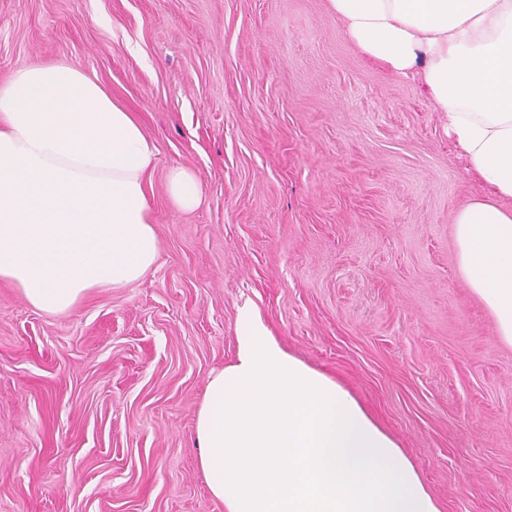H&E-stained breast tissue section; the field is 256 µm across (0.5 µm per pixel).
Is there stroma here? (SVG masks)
<instances>
[{
    "label": "stroma",
    "instance_id": "stroma-1",
    "mask_svg": "<svg viewBox=\"0 0 512 512\" xmlns=\"http://www.w3.org/2000/svg\"><path fill=\"white\" fill-rule=\"evenodd\" d=\"M48 63L155 142L160 266L60 314L0 282V512H225L196 417L245 308L360 401L440 512H512V347L454 235L484 185L421 81L365 59L328 0H0V82ZM168 196L171 202L183 211L196 209L201 202V188L199 181L188 168L173 167L166 177Z\"/></svg>",
    "mask_w": 512,
    "mask_h": 512
}]
</instances>
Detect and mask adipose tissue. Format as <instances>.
<instances>
[{"mask_svg":"<svg viewBox=\"0 0 512 512\" xmlns=\"http://www.w3.org/2000/svg\"><path fill=\"white\" fill-rule=\"evenodd\" d=\"M365 58L421 79L486 186L454 218L460 275L512 346V0H329ZM157 147L96 80L64 64L0 85V281L63 313L160 258L146 179ZM183 211L188 168L166 177ZM200 466L225 512H440L395 441L336 380L287 354L251 311L198 410Z\"/></svg>","mask_w":512,"mask_h":512,"instance_id":"1","label":"adipose tissue"}]
</instances>
